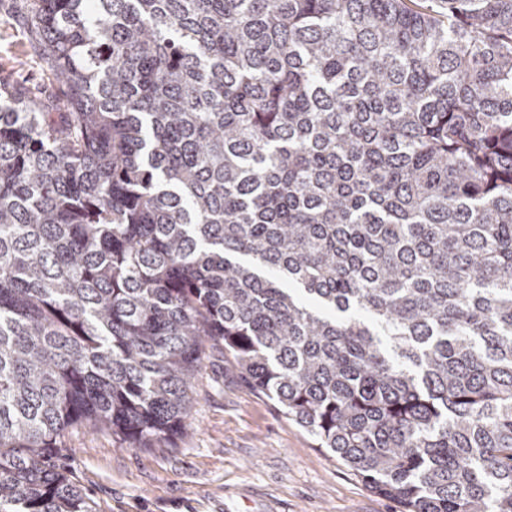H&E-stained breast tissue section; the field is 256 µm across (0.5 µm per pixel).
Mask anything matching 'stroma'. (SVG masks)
I'll list each match as a JSON object with an SVG mask.
<instances>
[{
	"label": "stroma",
	"mask_w": 512,
	"mask_h": 512,
	"mask_svg": "<svg viewBox=\"0 0 512 512\" xmlns=\"http://www.w3.org/2000/svg\"><path fill=\"white\" fill-rule=\"evenodd\" d=\"M40 57L20 0H0V79L19 95L55 99L61 90ZM55 463L96 512H400L219 349L206 351L188 424L171 444L130 448L82 426Z\"/></svg>",
	"instance_id": "1"
}]
</instances>
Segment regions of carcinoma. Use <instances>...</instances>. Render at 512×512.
<instances>
[{
    "label": "carcinoma",
    "instance_id": "carcinoma-1",
    "mask_svg": "<svg viewBox=\"0 0 512 512\" xmlns=\"http://www.w3.org/2000/svg\"><path fill=\"white\" fill-rule=\"evenodd\" d=\"M0 81V512L206 349L404 512H512V0H26ZM20 1L0 0V78L13 84L22 98L29 91L52 101L61 90L41 66V47L29 38Z\"/></svg>",
    "mask_w": 512,
    "mask_h": 512
}]
</instances>
